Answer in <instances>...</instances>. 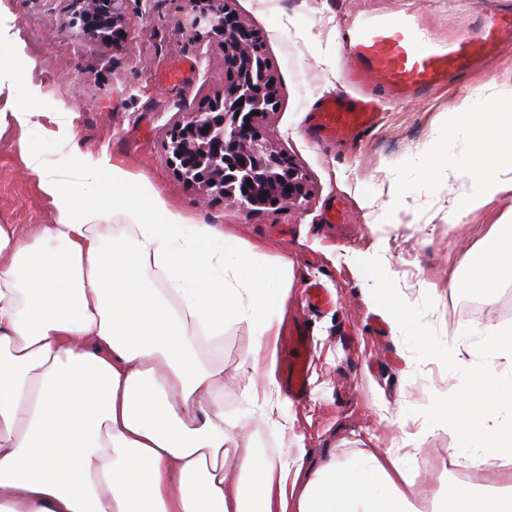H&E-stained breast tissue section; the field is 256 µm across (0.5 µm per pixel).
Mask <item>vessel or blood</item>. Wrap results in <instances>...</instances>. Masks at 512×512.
Segmentation results:
<instances>
[{
	"label": "vessel or blood",
	"instance_id": "1",
	"mask_svg": "<svg viewBox=\"0 0 512 512\" xmlns=\"http://www.w3.org/2000/svg\"><path fill=\"white\" fill-rule=\"evenodd\" d=\"M347 42V73L355 92L323 101L315 114L318 129L334 140L369 131L378 121L380 98L433 88L449 70L463 69L476 48L466 40L434 47L426 30L397 15L349 29ZM297 346L288 375L291 393L300 396L308 386L309 342L301 338Z\"/></svg>",
	"mask_w": 512,
	"mask_h": 512
}]
</instances>
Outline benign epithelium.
<instances>
[{
    "label": "benign epithelium",
    "instance_id": "7a95c632",
    "mask_svg": "<svg viewBox=\"0 0 512 512\" xmlns=\"http://www.w3.org/2000/svg\"><path fill=\"white\" fill-rule=\"evenodd\" d=\"M128 2L72 0L68 28L77 37H118L131 28ZM188 2L187 26L220 39L224 93L174 118L165 141L169 168L203 201L219 198L245 214L301 207L310 196L308 176L266 131L279 94L260 35L229 0Z\"/></svg>",
    "mask_w": 512,
    "mask_h": 512
}]
</instances>
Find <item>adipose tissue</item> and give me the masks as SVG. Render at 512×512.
<instances>
[{
  "label": "adipose tissue",
  "instance_id": "ef3b65f1",
  "mask_svg": "<svg viewBox=\"0 0 512 512\" xmlns=\"http://www.w3.org/2000/svg\"><path fill=\"white\" fill-rule=\"evenodd\" d=\"M22 99L0 71V134L14 132L53 220L0 224V512H512L511 469L497 488L444 469L418 480L405 448L332 455L287 481L225 419L224 371L202 351L244 322L275 367L288 261L173 208L108 154L77 173L48 164L37 139H75L74 116ZM449 125L469 145L473 189L450 207L462 218L512 192V104ZM474 266L451 287L491 301L512 283L511 224L490 226ZM476 350L468 364L456 341L430 354L460 386L433 420L480 470L512 455V331L486 324Z\"/></svg>",
  "mask_w": 512,
  "mask_h": 512
}]
</instances>
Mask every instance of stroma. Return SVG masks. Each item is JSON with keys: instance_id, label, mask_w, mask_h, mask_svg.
Segmentation results:
<instances>
[{"instance_id": "35a3bbf8", "label": "stroma", "mask_w": 512, "mask_h": 512, "mask_svg": "<svg viewBox=\"0 0 512 512\" xmlns=\"http://www.w3.org/2000/svg\"><path fill=\"white\" fill-rule=\"evenodd\" d=\"M14 19L18 42L0 54V69L28 90L25 107L75 113L76 145L47 139L40 147L54 164L80 168L85 153L107 152L135 178L152 182L171 206L194 219L232 229L275 259L293 263L288 313L279 329L273 402L278 427L251 413L248 395L266 378L253 366L262 342L246 324L224 328V349L206 352L224 370V416L242 424L258 453L286 468L297 453L306 464L358 449L382 453L412 448L413 469L464 463L452 430L430 425V409L457 393L446 363L428 358L433 341L471 343L474 320L512 326L498 302L465 313L472 297L453 288L467 272L489 224L512 213V195L448 221L451 200L469 192L465 169L450 179L421 181L408 158L426 148L453 112H477L489 95L512 100V45L475 60L424 94L386 98L378 125L354 139L324 138L313 115L324 99L349 94L328 56L345 60L344 30L362 20L406 11L410 20L447 44L484 38L493 21L512 18V0H231L262 36L280 105L267 132L309 176L311 196L300 210L243 214L223 201L201 204L197 191L171 173L164 151L177 113L201 106L224 89V52L216 39L189 29L186 0H129L132 36L115 41L70 36L69 0H0ZM178 70L182 78L166 81ZM403 185L399 207L388 204ZM427 200L424 208L416 199ZM51 221V208L24 162L12 133L0 137V224L26 228ZM318 283L333 299L325 309L306 302ZM400 297L410 311L405 333L393 331L375 308L372 289ZM311 338L308 389L287 388L288 336Z\"/></svg>"}]
</instances>
